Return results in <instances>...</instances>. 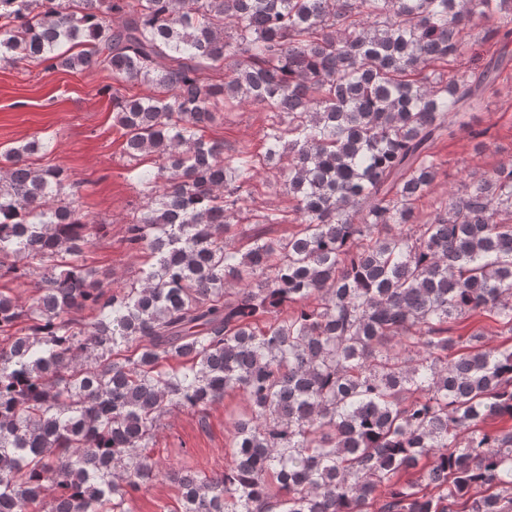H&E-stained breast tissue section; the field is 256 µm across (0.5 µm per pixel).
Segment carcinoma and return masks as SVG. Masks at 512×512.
I'll list each match as a JSON object with an SVG mask.
<instances>
[{
	"instance_id": "1",
	"label": "carcinoma",
	"mask_w": 512,
	"mask_h": 512,
	"mask_svg": "<svg viewBox=\"0 0 512 512\" xmlns=\"http://www.w3.org/2000/svg\"><path fill=\"white\" fill-rule=\"evenodd\" d=\"M478 20L512 43V0H0V61L152 89L112 112L153 161L126 236L153 263L106 290L82 256L107 225L26 161L51 143L5 155L0 278L36 295L0 292V512H131L160 419L229 391L230 462L168 472L181 512H512V431L484 427L512 419V346L448 335L471 312L512 335V164L416 215L435 142L484 136L505 58L450 68ZM226 104L280 118L262 153L204 138ZM263 168L295 231L238 246L288 222L245 206ZM294 230V224H237L235 227L236 241L246 243L247 238L257 232H263L267 237H281Z\"/></svg>"
}]
</instances>
